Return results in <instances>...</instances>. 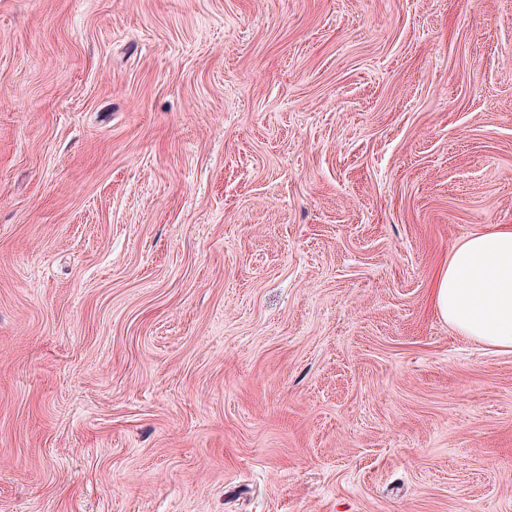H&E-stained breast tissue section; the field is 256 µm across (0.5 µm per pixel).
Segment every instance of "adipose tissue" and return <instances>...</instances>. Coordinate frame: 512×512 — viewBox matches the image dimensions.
Here are the masks:
<instances>
[{
  "label": "adipose tissue",
  "instance_id": "ef3b65f1",
  "mask_svg": "<svg viewBox=\"0 0 512 512\" xmlns=\"http://www.w3.org/2000/svg\"><path fill=\"white\" fill-rule=\"evenodd\" d=\"M432 299L461 335L512 350V225L475 233L455 247L437 275Z\"/></svg>",
  "mask_w": 512,
  "mask_h": 512
}]
</instances>
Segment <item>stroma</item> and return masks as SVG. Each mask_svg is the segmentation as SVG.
I'll use <instances>...</instances> for the list:
<instances>
[{
  "mask_svg": "<svg viewBox=\"0 0 512 512\" xmlns=\"http://www.w3.org/2000/svg\"><path fill=\"white\" fill-rule=\"evenodd\" d=\"M499 224L512 0H0V512H512ZM432 299L461 335L512 350V225L475 233L455 247L437 275Z\"/></svg>",
  "mask_w": 512,
  "mask_h": 512,
  "instance_id": "obj_1",
  "label": "stroma"
}]
</instances>
